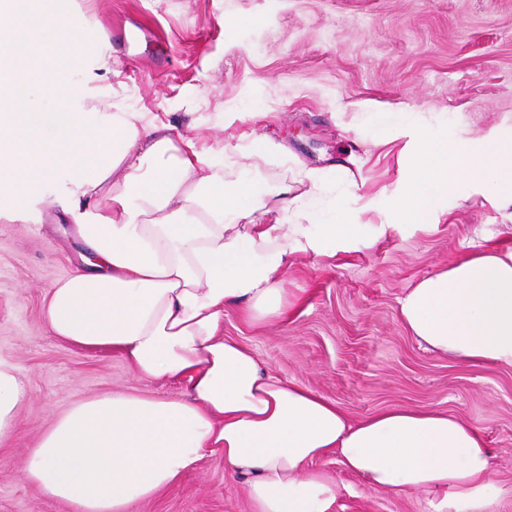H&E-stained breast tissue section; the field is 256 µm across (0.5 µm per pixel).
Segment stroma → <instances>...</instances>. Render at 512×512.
I'll return each instance as SVG.
<instances>
[{"instance_id":"stroma-1","label":"stroma","mask_w":512,"mask_h":512,"mask_svg":"<svg viewBox=\"0 0 512 512\" xmlns=\"http://www.w3.org/2000/svg\"><path fill=\"white\" fill-rule=\"evenodd\" d=\"M75 23L91 12L133 42L112 55L118 112L167 115L178 132L220 142L228 175L266 198L282 183L322 176L318 215L364 232L333 256L294 255L287 288L302 302L286 320L247 321L240 305L224 333L251 347L282 379L359 419L394 405L437 407L477 424L512 512V366L471 365L409 335L398 300L417 281L482 246L512 248V214L458 186L432 225L385 223L414 166L412 127L438 142L485 135L512 144V0H69ZM267 139L246 158V141ZM46 205L24 223L0 222V359L22 373L30 398L0 446V512H70L20 477L26 452L74 402L119 390L177 398L181 382L138 378L117 354L74 348L52 335L44 297L80 263L70 219ZM339 485L331 512H426L429 495L358 492L327 456L316 464ZM134 512H253L244 482L224 474V453Z\"/></svg>"}]
</instances>
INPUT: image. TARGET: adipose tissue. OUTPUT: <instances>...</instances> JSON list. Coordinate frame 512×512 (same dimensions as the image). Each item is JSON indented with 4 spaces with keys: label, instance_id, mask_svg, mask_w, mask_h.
<instances>
[{
    "label": "adipose tissue",
    "instance_id": "obj_1",
    "mask_svg": "<svg viewBox=\"0 0 512 512\" xmlns=\"http://www.w3.org/2000/svg\"><path fill=\"white\" fill-rule=\"evenodd\" d=\"M36 30L33 42L20 35ZM82 28L0 0V218L23 220L61 173L57 201L85 248L83 264L48 290L45 317L61 341L119 354L147 381H182L178 398L112 391L55 417L21 477L72 512H133L224 451L247 478L254 512H330L335 484L314 470L335 454L367 491L433 492L430 512H495L503 488L479 427L438 408L397 406L349 418L336 403L273 375L224 334L230 303L252 322L282 319L294 254H325L351 224H316L307 192L284 184L258 200L228 178L222 147L174 136L149 112H106L112 58L80 67ZM416 162L395 222L434 223L459 184L489 182L512 207V148L487 140L432 144L416 129ZM408 332L431 350L512 366V249L485 248L421 279L399 301ZM29 399L0 361V445Z\"/></svg>",
    "mask_w": 512,
    "mask_h": 512
}]
</instances>
